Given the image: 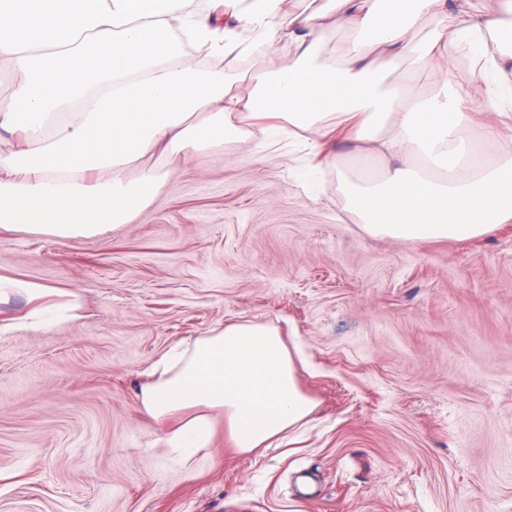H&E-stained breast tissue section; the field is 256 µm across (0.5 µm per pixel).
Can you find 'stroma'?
Here are the masks:
<instances>
[{
	"mask_svg": "<svg viewBox=\"0 0 512 512\" xmlns=\"http://www.w3.org/2000/svg\"><path fill=\"white\" fill-rule=\"evenodd\" d=\"M146 163L165 187L107 240L0 229V278L80 303H0V512H512V223L367 236L335 170L305 187V151L261 138ZM243 319L304 349L300 436L155 446L143 372Z\"/></svg>",
	"mask_w": 512,
	"mask_h": 512,
	"instance_id": "obj_1",
	"label": "stroma"
}]
</instances>
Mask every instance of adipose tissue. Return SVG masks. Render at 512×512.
Wrapping results in <instances>:
<instances>
[{
  "label": "adipose tissue",
  "mask_w": 512,
  "mask_h": 512,
  "mask_svg": "<svg viewBox=\"0 0 512 512\" xmlns=\"http://www.w3.org/2000/svg\"><path fill=\"white\" fill-rule=\"evenodd\" d=\"M0 0V66L14 74L0 101V228L62 241L107 239L134 223L165 185L151 153L243 143L253 126L300 143L318 166L338 162L340 137L359 143L345 210L362 231L412 243L468 240L512 223V126L484 112L512 108L497 82L512 58V25L476 0ZM350 31L339 64L321 60L327 17ZM422 39L412 32L422 21ZM290 53L251 85L200 70L243 46ZM468 43L483 65L484 112L436 96L397 107L390 74L413 60L447 88V66ZM383 159L373 168L372 158ZM166 428L162 444L209 447L223 421L235 448H270L316 409L299 387L276 326L237 321L173 346L137 393Z\"/></svg>",
  "instance_id": "adipose-tissue-1"
}]
</instances>
